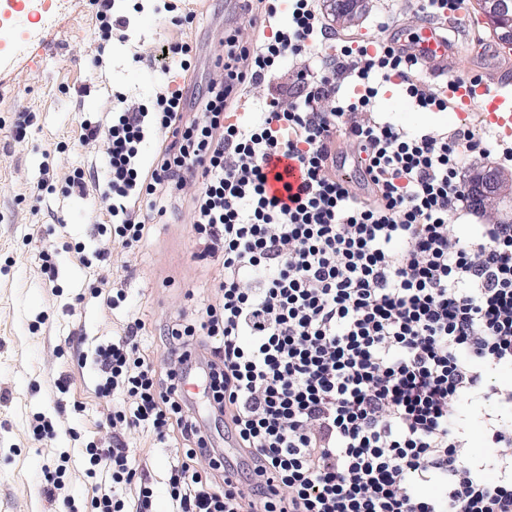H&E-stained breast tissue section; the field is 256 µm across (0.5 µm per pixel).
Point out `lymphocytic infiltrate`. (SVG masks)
Wrapping results in <instances>:
<instances>
[{"instance_id": "f902f5d3", "label": "lymphocytic infiltrate", "mask_w": 512, "mask_h": 512, "mask_svg": "<svg viewBox=\"0 0 512 512\" xmlns=\"http://www.w3.org/2000/svg\"><path fill=\"white\" fill-rule=\"evenodd\" d=\"M284 2L266 0L250 45L226 36L224 70L195 108L169 88L82 121L85 139L106 144L100 198L114 240L142 241L140 202L190 186L200 256L224 269L199 316L169 328L165 373L141 349V321L95 349L99 396L128 408L108 445L80 450L87 512H152L126 428L181 441L169 512H512V388L493 382L512 367V224L475 225L465 240L451 225L468 212L462 152L480 144L375 117L391 81L418 110L448 108L389 38L345 41L299 70L298 91L272 98L260 120H228L232 95L327 38L317 0ZM348 81L354 96H337ZM152 133L170 140L146 177L138 159ZM341 140L354 159L339 155ZM280 154L302 172L287 200L266 189ZM349 161L361 185L338 175ZM192 372L208 383L204 417L180 386ZM474 416L494 450L485 459L465 450ZM215 425L241 463L215 444ZM429 481L439 494H418ZM129 484L131 503L117 492Z\"/></svg>"}]
</instances>
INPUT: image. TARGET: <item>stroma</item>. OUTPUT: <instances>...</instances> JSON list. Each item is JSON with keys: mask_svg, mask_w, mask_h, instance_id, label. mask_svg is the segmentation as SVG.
Listing matches in <instances>:
<instances>
[{"mask_svg": "<svg viewBox=\"0 0 512 512\" xmlns=\"http://www.w3.org/2000/svg\"><path fill=\"white\" fill-rule=\"evenodd\" d=\"M192 25L175 26L154 11V0H115L114 13L128 18L124 38L99 46L91 0H44L41 11H26L24 0H0V512H70L83 508L90 492L85 467L72 459L57 503L41 494L42 468L68 448L88 442L108 444L110 419L123 409L121 398H102L92 365L81 359L96 346L122 334L128 321L145 324L141 347L158 370L166 368V329L177 313L193 315L213 296L219 262L198 259L199 241L187 201L172 198L163 210L142 207L149 230L136 246L125 248L96 227L107 220L98 187L106 179L104 144L85 142L84 115L150 104L167 81L189 93H205L218 75L215 62L225 55V36L257 38L235 13L234 0H186ZM330 32L366 44L380 41L383 23L415 36L429 22L411 0H364L349 22L326 15ZM462 47L454 67L460 77L500 73L503 46L491 28L474 33L463 14L448 20ZM186 41L194 47V66L163 72L161 44ZM312 54L283 62L272 82L251 88L246 109L260 115L266 100L292 87L297 69L316 67ZM380 120L413 132H473L483 151L466 153L461 182L485 169L511 176L501 162L503 139L479 111L421 112L398 86L385 84L378 100ZM33 115L24 139H16L19 116ZM91 170L88 194L65 192L75 169ZM50 180L51 190L41 189ZM111 258L96 261L97 251ZM55 269L47 278L44 263ZM123 289L119 308L106 304L104 290ZM65 390H58L57 379ZM54 432L39 434L37 417ZM125 438L139 472L150 475L154 512H168L165 473L182 449L162 445L142 431Z\"/></svg>", "mask_w": 512, "mask_h": 512, "instance_id": "stroma-1", "label": "stroma"}]
</instances>
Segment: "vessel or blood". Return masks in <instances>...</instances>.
Instances as JSON below:
<instances>
[{
  "label": "vessel or blood",
  "instance_id": "obj_1",
  "mask_svg": "<svg viewBox=\"0 0 512 512\" xmlns=\"http://www.w3.org/2000/svg\"><path fill=\"white\" fill-rule=\"evenodd\" d=\"M404 45L417 50L422 60L442 72L451 66L456 53L455 47L431 27L424 28L420 41L408 39ZM442 91L450 99L454 111L480 108L486 121L501 135L512 136V86L508 83L494 78L490 82L477 84L452 76ZM300 180L299 166L292 159L283 157L269 166L268 189L272 194L283 195L286 186L298 185Z\"/></svg>",
  "mask_w": 512,
  "mask_h": 512
}]
</instances>
